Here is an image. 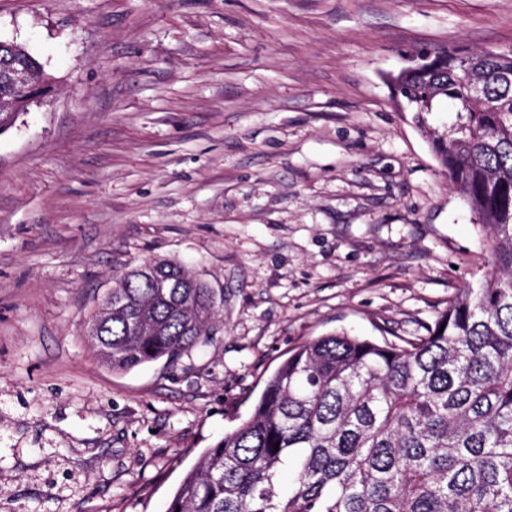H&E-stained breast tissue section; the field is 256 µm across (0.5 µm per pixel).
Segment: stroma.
Listing matches in <instances>:
<instances>
[{
	"label": "stroma",
	"instance_id": "1",
	"mask_svg": "<svg viewBox=\"0 0 512 512\" xmlns=\"http://www.w3.org/2000/svg\"><path fill=\"white\" fill-rule=\"evenodd\" d=\"M50 93L0 134V512H165L307 339L425 335L490 267L384 81L512 50V0H0ZM176 260L219 319L102 364L115 282Z\"/></svg>",
	"mask_w": 512,
	"mask_h": 512
}]
</instances>
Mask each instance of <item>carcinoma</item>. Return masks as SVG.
I'll return each mask as SVG.
<instances>
[{"mask_svg": "<svg viewBox=\"0 0 512 512\" xmlns=\"http://www.w3.org/2000/svg\"><path fill=\"white\" fill-rule=\"evenodd\" d=\"M14 58L48 80L20 45L0 49V88ZM398 87L485 232L491 270L402 345L341 333L292 350L166 512H512V50L442 51ZM444 99L455 117L436 128ZM112 297L91 342L114 371L177 361L217 316L213 289L167 259L129 270Z\"/></svg>", "mask_w": 512, "mask_h": 512, "instance_id": "1", "label": "carcinoma"}]
</instances>
